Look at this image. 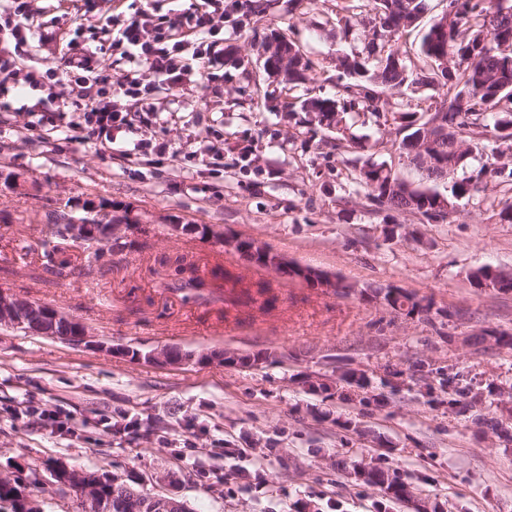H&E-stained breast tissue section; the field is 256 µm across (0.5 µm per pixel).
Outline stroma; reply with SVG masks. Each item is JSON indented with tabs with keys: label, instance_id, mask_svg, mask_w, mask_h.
Masks as SVG:
<instances>
[{
	"label": "stroma",
	"instance_id": "obj_1",
	"mask_svg": "<svg viewBox=\"0 0 512 512\" xmlns=\"http://www.w3.org/2000/svg\"><path fill=\"white\" fill-rule=\"evenodd\" d=\"M258 2L225 16L230 52L212 82L160 90L162 111L143 131L178 151L222 136L223 177L203 164L183 170L150 153L127 158L70 142L40 126L39 113L0 108V292L76 319L97 342L77 347L0 327V475L43 470L33 490L43 512L77 508L55 496L44 471L52 461L174 496L189 512H512V414L503 397L512 349L462 341L482 329L512 335V292L471 280L482 266L512 272V223L500 217L512 191L488 187L431 223L354 192V169L369 157L421 185L398 149L396 123L367 154L338 142L335 130L289 122L288 86L264 70L262 43L271 30L294 31L317 65L314 90L334 94L337 56L361 47L337 21L365 11L363 0H272L261 16L252 10ZM243 142L253 145L245 172ZM87 210L138 220L132 246L105 255L93 242L57 250L54 213ZM179 224L256 240L352 290L288 280L220 252L212 238L176 232ZM182 255L271 282L275 306L238 319L168 292ZM49 260L55 272L45 271ZM371 286L414 292L433 308L407 317L364 296ZM169 346L265 360L243 369L146 360ZM124 347L143 359L122 356ZM423 365L456 376L467 396L452 406L447 391L419 395ZM348 372L366 385L344 398L305 385ZM490 382L500 394L488 395ZM28 400L70 411L73 434L8 417L7 408ZM115 408L138 421V433L101 431L100 418ZM361 463L406 475L411 497L388 504L380 486L355 478Z\"/></svg>",
	"mask_w": 512,
	"mask_h": 512
}]
</instances>
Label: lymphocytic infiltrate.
Returning a JSON list of instances; mask_svg holds the SVG:
<instances>
[{
    "label": "lymphocytic infiltrate",
    "instance_id": "1",
    "mask_svg": "<svg viewBox=\"0 0 512 512\" xmlns=\"http://www.w3.org/2000/svg\"><path fill=\"white\" fill-rule=\"evenodd\" d=\"M103 0H0V97L22 88L35 97L31 111L51 128L63 112L78 115L86 139L102 146L133 129L124 99L155 115L150 96L156 85L180 87L189 61L200 80L213 79L224 64V0H192L181 13L157 14L141 0L131 14L107 15ZM88 39H81L82 31ZM54 44L53 61L35 58L33 43ZM130 68L113 79L109 55ZM62 109H53L55 101Z\"/></svg>",
    "mask_w": 512,
    "mask_h": 512
}]
</instances>
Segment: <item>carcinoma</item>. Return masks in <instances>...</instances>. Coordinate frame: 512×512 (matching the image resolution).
Segmentation results:
<instances>
[{
    "label": "carcinoma",
    "mask_w": 512,
    "mask_h": 512,
    "mask_svg": "<svg viewBox=\"0 0 512 512\" xmlns=\"http://www.w3.org/2000/svg\"><path fill=\"white\" fill-rule=\"evenodd\" d=\"M374 17L367 23L347 18L343 32L357 27L364 43L360 52L339 57L336 99L308 97L288 103V120L304 112L322 120L344 123L342 139L355 148L364 149L361 137L351 132L350 114L367 116L380 124L386 111L384 96L389 91H413L421 87H444L449 102L425 112H399L394 117L398 132L402 133L400 149L410 164L425 179H440L438 167L447 169L453 184L448 200L472 196L490 184L512 188V93L499 88L512 86V65L502 62L499 43L512 41V4L502 0H448L450 12L437 17L422 37L420 56L423 65L406 59L396 45L400 34L418 23L425 10V0H370ZM266 69L280 75L289 88L313 80L316 63L301 46L281 32L270 35L265 42ZM448 122V135L432 141L426 153L436 165L426 166L413 153L415 140L421 128L437 118ZM354 183L367 191L370 200L381 206L410 212L427 220H437L438 193L427 188L414 187L400 180L385 163H366L358 168ZM87 229L86 241H94L112 252L127 248L124 228L131 224L126 215L111 218L86 213L75 217L69 213L56 216L54 225L61 240L73 241L70 232L74 225ZM183 234L212 235L215 244L224 246V235L205 225H181ZM240 256L258 266H266L261 247L253 239L238 244ZM180 278L171 287L194 291L200 298H212L224 303V309L245 311L256 308L268 311L275 301L269 284L256 282L243 286L238 277L219 266L211 271V279L197 274L195 267H179ZM364 293L371 297L384 295L406 316L430 312V305H421L416 294L403 290L392 295L391 288H369ZM14 315L22 328L45 336H69L76 323L64 316L52 321L29 316L27 301L14 304ZM472 344L482 346L489 342L512 348V336L485 331L471 337ZM368 482L379 485L392 501L400 502L411 494V486L397 472H372ZM0 501L10 502L12 512H30L25 488L16 483L0 482ZM114 512H159L141 495L127 501Z\"/></svg>",
    "instance_id": "obj_1"
}]
</instances>
